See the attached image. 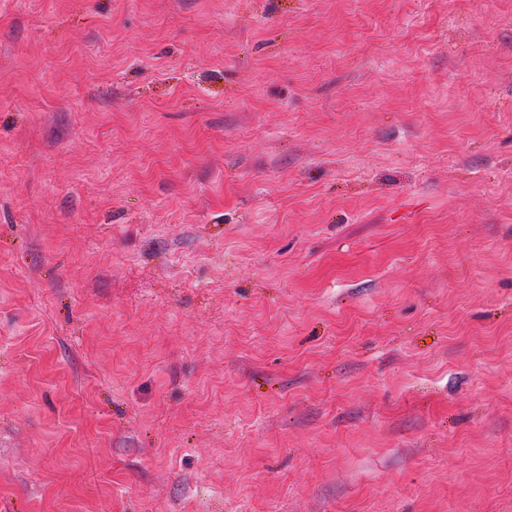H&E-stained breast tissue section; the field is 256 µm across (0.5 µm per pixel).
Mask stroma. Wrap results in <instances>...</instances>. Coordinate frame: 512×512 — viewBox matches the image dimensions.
<instances>
[{"label":"stroma","mask_w":512,"mask_h":512,"mask_svg":"<svg viewBox=\"0 0 512 512\" xmlns=\"http://www.w3.org/2000/svg\"><path fill=\"white\" fill-rule=\"evenodd\" d=\"M0 512H512V0H0Z\"/></svg>","instance_id":"35a3bbf8"}]
</instances>
